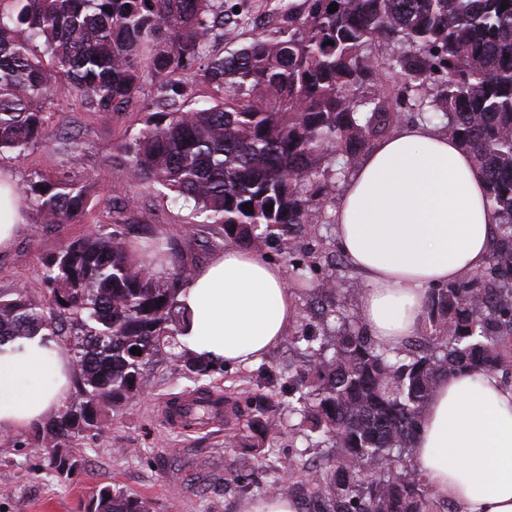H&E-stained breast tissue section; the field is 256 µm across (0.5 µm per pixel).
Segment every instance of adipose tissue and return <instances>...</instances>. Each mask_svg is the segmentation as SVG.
Returning a JSON list of instances; mask_svg holds the SVG:
<instances>
[{"label": "adipose tissue", "mask_w": 512, "mask_h": 512, "mask_svg": "<svg viewBox=\"0 0 512 512\" xmlns=\"http://www.w3.org/2000/svg\"><path fill=\"white\" fill-rule=\"evenodd\" d=\"M485 191L471 154L420 125L379 139L357 167L333 212L336 245L365 284L360 317L377 342L402 347L420 329L431 289L488 264L497 220ZM24 215L0 170V250ZM179 301L191 314L188 350L227 366L260 360L296 319L282 267L232 242L193 271ZM69 386L70 361L46 336L0 345V432L42 420ZM412 459L460 512H512V385L474 370L442 378Z\"/></svg>", "instance_id": "adipose-tissue-1"}]
</instances>
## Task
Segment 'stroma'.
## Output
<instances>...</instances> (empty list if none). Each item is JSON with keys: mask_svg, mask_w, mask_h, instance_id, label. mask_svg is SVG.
Here are the masks:
<instances>
[{"mask_svg": "<svg viewBox=\"0 0 512 512\" xmlns=\"http://www.w3.org/2000/svg\"><path fill=\"white\" fill-rule=\"evenodd\" d=\"M224 9L233 16L215 46L224 56L280 24L270 0H225ZM162 109L148 99L105 120L75 99L66 79L57 80L45 103L48 140L20 158H0V169L13 176L21 191L43 177L78 179L91 173L90 203L85 215L71 224L42 223L35 206H27L13 246L0 252L1 292L42 294L46 260L91 230L112 232L108 203L115 197L133 198L127 215L136 236L172 240L178 259L187 266L200 268L223 252L224 234L218 226L200 223L183 202H160L154 189L115 175L112 160L120 146L138 137L149 113ZM337 251L334 225L319 223L295 253L294 263L314 284L330 276L354 279L348 264L333 262ZM302 363L299 349L286 340L260 362L212 367L198 383L176 361L157 358L143 368L139 397L110 411L100 429L65 442V449L80 461L67 478L48 465L44 425L0 433V512H88L93 495L105 485L141 497L148 512H243L247 502L258 499L260 487L275 479L283 461L312 455L305 446L306 423L288 410V373ZM200 385L222 392L234 417L194 431L169 427L161 405L194 393ZM256 395L274 402L278 434L258 450L228 447L229 436L246 433V404Z\"/></svg>", "mask_w": 512, "mask_h": 512, "instance_id": "obj_1", "label": "stroma"}]
</instances>
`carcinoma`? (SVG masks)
<instances>
[{
    "mask_svg": "<svg viewBox=\"0 0 512 512\" xmlns=\"http://www.w3.org/2000/svg\"><path fill=\"white\" fill-rule=\"evenodd\" d=\"M222 29L224 0H0V154L44 140V101L59 77L107 118L147 87L176 104L184 87L172 75L204 60L199 72L220 100L151 113L147 129L120 146L116 175L193 204L227 241L291 256L313 216L331 223L333 178L393 132L400 113L440 121L485 177L499 228L489 265L432 290L426 345L380 346L357 319L325 342L289 337L313 359L297 373L296 402L317 435L307 447L318 452L281 467L262 489L282 491L283 475L302 468L306 512H433L421 474L395 462L434 387L464 368L512 374V0H305L302 20L226 57L210 52ZM390 44L399 47L391 57L371 54ZM90 186L87 174L62 176L32 181L27 192L42 223L69 224L87 210ZM113 224L112 234L77 238L45 263L46 293L0 294V345L74 330L78 395L47 423L53 439L100 429L108 410L138 395L143 366L183 331L175 310L190 269L159 270L174 247L158 237L140 259L125 223ZM276 427L272 406L255 403L250 428ZM48 462L62 477L78 466L58 448ZM91 512H146V504L105 486Z\"/></svg>",
    "mask_w": 512,
    "mask_h": 512,
    "instance_id": "1",
    "label": "carcinoma"
}]
</instances>
